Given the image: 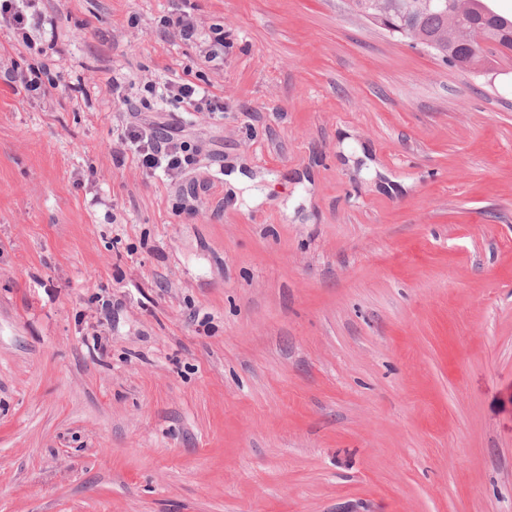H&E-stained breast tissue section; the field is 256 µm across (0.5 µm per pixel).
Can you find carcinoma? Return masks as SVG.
<instances>
[{"instance_id":"1","label":"carcinoma","mask_w":512,"mask_h":512,"mask_svg":"<svg viewBox=\"0 0 512 512\" xmlns=\"http://www.w3.org/2000/svg\"><path fill=\"white\" fill-rule=\"evenodd\" d=\"M348 6L413 46L434 44L436 55L463 72L512 57V17L488 8L485 0H349ZM478 29L494 53L475 55L466 46L464 37Z\"/></svg>"}]
</instances>
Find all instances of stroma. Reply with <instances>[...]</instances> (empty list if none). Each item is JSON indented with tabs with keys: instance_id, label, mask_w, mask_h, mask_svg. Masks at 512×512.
Wrapping results in <instances>:
<instances>
[{
	"instance_id": "35a3bbf8",
	"label": "stroma",
	"mask_w": 512,
	"mask_h": 512,
	"mask_svg": "<svg viewBox=\"0 0 512 512\" xmlns=\"http://www.w3.org/2000/svg\"><path fill=\"white\" fill-rule=\"evenodd\" d=\"M170 6L37 0L55 85L0 77V512H512V62ZM116 75L223 96L190 174L116 163ZM161 33L184 42H192L199 48L200 55L207 63L223 64L224 30L213 28L201 32L192 13L182 6L172 9L160 19Z\"/></svg>"
}]
</instances>
